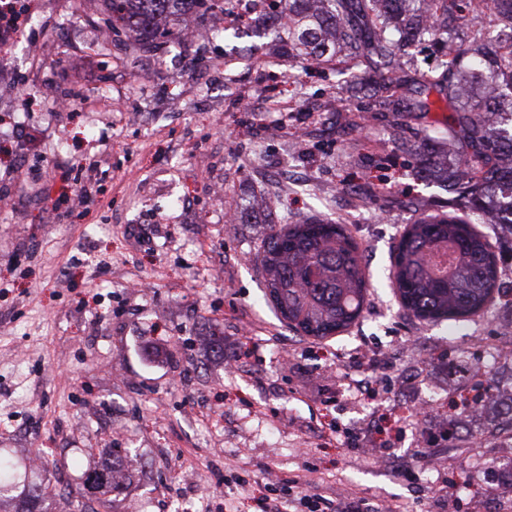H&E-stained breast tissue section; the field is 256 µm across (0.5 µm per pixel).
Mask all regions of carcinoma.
Listing matches in <instances>:
<instances>
[{"instance_id": "obj_1", "label": "carcinoma", "mask_w": 512, "mask_h": 512, "mask_svg": "<svg viewBox=\"0 0 512 512\" xmlns=\"http://www.w3.org/2000/svg\"><path fill=\"white\" fill-rule=\"evenodd\" d=\"M128 39L160 46L158 15L196 12L206 0H105ZM262 28L279 34V55L318 66L345 54L365 64L352 78L389 112L427 115L437 104L452 112L442 128L413 132L421 168L444 176L455 194L448 211L422 212L394 248L390 279L407 315L457 322L486 311L499 291L500 268L491 242L476 231L483 214L512 209V47L502 53L475 19L490 12L512 30V0H465L467 13L448 15V0H266ZM438 46L440 63L421 70L408 48ZM257 260L267 297L288 328L324 339L347 330L367 305L365 257L348 228L324 219L281 225L262 243ZM128 463L86 474L73 495L117 487ZM15 488L13 465L0 458V498Z\"/></svg>"}]
</instances>
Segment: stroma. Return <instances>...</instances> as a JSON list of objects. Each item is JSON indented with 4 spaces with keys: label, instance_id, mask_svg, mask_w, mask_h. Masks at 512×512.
Segmentation results:
<instances>
[{
    "label": "stroma",
    "instance_id": "1",
    "mask_svg": "<svg viewBox=\"0 0 512 512\" xmlns=\"http://www.w3.org/2000/svg\"><path fill=\"white\" fill-rule=\"evenodd\" d=\"M66 9L16 0L18 36L0 52V82L24 85L0 94V198L13 202L0 212V455L19 486L58 480L71 492L118 454L132 462L122 484L86 496L112 512H265L276 496L298 512L306 495H349L363 512H512V450L492 439L505 403L476 418L447 407L472 386V336L512 307L451 329L408 317L388 278L405 225L448 202L391 137L415 118L348 87L343 111H319L330 81L296 62L258 67L266 35L213 39L205 76L182 67L195 48L174 26L173 55L124 38L104 68L79 14L58 32ZM39 37L46 51L29 57ZM134 73L141 125L96 137L104 102ZM77 86L80 104L50 112ZM174 98L185 111H168ZM244 99L264 111H244ZM267 167L306 184L278 190ZM321 183L335 199L317 195ZM276 190L279 210L258 206ZM76 192L84 208L72 207ZM311 215L346 225L372 284L362 317L320 340L280 320L255 262L273 229ZM359 344L381 360L349 358ZM344 377L365 379L362 403L340 395ZM427 393L442 406L407 426L397 403ZM36 452L49 470L31 466Z\"/></svg>",
    "mask_w": 512,
    "mask_h": 512
}]
</instances>
